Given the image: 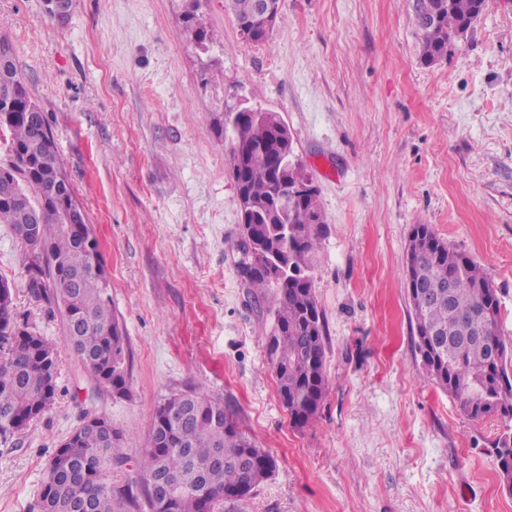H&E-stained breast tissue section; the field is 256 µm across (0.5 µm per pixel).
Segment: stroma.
Returning <instances> with one entry per match:
<instances>
[{"label": "stroma", "mask_w": 512, "mask_h": 512, "mask_svg": "<svg viewBox=\"0 0 512 512\" xmlns=\"http://www.w3.org/2000/svg\"><path fill=\"white\" fill-rule=\"evenodd\" d=\"M0 38L49 115L129 350L119 398L30 294L0 224L17 316L57 348L52 405L0 444V512H33L54 448L88 411L122 433L112 483H130L158 405L189 389L277 462L233 512H512L491 448L503 423L470 419L426 376L405 277L408 234L430 225L484 269L512 344V0H486L431 65L412 0H281L261 44L224 0H72L61 19L45 0H0ZM239 107L281 116L326 223L313 275L328 393L301 428L267 362L275 297L255 304L237 272L230 144L213 120Z\"/></svg>", "instance_id": "1"}]
</instances>
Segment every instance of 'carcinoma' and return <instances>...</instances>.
I'll return each mask as SVG.
<instances>
[{"label": "carcinoma", "mask_w": 512, "mask_h": 512, "mask_svg": "<svg viewBox=\"0 0 512 512\" xmlns=\"http://www.w3.org/2000/svg\"><path fill=\"white\" fill-rule=\"evenodd\" d=\"M237 23L256 0H225ZM486 0H422L414 11L422 35L420 59L433 64L465 37ZM0 140L7 157L0 162V224L17 229L25 251L27 288L63 317L64 342L99 384L112 383V395L128 393L127 336L112 312L109 282L86 268L88 258L102 264L97 241L87 243L66 225L75 200L55 147L47 114L32 99L14 56L0 57ZM278 114L242 119L224 133L231 153L241 156L237 188L245 189L259 209L242 225L240 240L261 235L279 258L272 272L239 275L254 297L275 290L277 306L266 344L280 401L292 423L312 420L328 392L325 376V315L314 286V258L325 221L318 196L280 206L288 192L278 177L279 143L271 127ZM408 240L406 268L415 275L410 299L415 351L427 376L473 420L496 416L504 430L493 442L500 481L512 476V359L501 336V304L483 268L438 237L427 224ZM501 344L498 361L488 359L479 339ZM0 441L8 443L49 407L57 389L55 345L17 319L13 298L0 310ZM127 462L123 435L112 439L85 433L68 453L54 449L35 507L38 512H124L137 505L133 486L112 485V469ZM275 468L224 404L195 390L163 400L155 412L149 448L139 463L148 512H224L254 490Z\"/></svg>", "instance_id": "cac0c4a2"}]
</instances>
